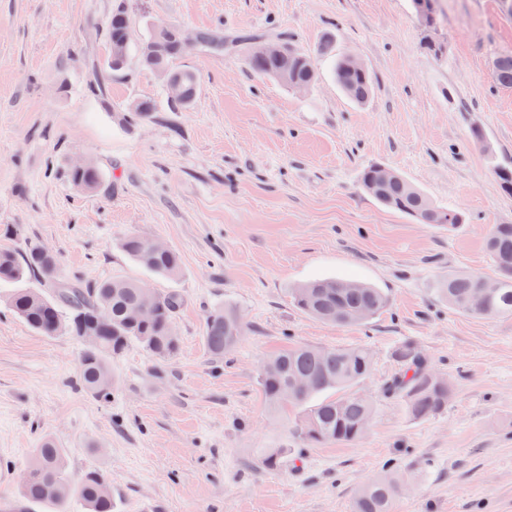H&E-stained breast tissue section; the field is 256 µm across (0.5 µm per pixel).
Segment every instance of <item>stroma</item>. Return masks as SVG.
Returning a JSON list of instances; mask_svg holds the SVG:
<instances>
[{
  "label": "stroma",
  "instance_id": "obj_1",
  "mask_svg": "<svg viewBox=\"0 0 512 512\" xmlns=\"http://www.w3.org/2000/svg\"><path fill=\"white\" fill-rule=\"evenodd\" d=\"M114 3L0 0V229L23 228L0 247L41 244L60 278L86 288L125 278L179 293L181 347L163 369L130 347L103 401L77 382L79 339L35 334L0 301V512H53L20 490L45 436L71 480L91 467L106 475L114 512H352L356 489L391 459L409 483L395 512H512V317L458 312L437 293L452 271L496 277L484 237L512 222V193L491 168L512 166V87L495 79L512 52L503 0H434L433 27L412 0H127L137 43L161 23L223 31V51L180 62L199 80L187 112L134 60L108 97L95 92ZM250 38L292 42L314 83L300 93L252 71ZM352 53L373 79L361 105L332 74L333 56ZM143 97L151 118L121 121ZM78 158L101 170L96 189L69 182ZM371 164L464 211L466 224L448 232L380 206L359 182ZM132 233L177 251L180 275L133 262L121 248ZM327 277L376 285L388 305L353 327L294 306L290 288ZM227 304L244 330L216 360L204 321ZM405 342L455 387L428 420L379 396ZM299 343L368 347L373 372L359 390L374 416L360 442L265 470L254 449L296 447L297 412H270L260 369Z\"/></svg>",
  "mask_w": 512,
  "mask_h": 512
}]
</instances>
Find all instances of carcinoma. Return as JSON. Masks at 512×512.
I'll use <instances>...</instances> for the list:
<instances>
[{"instance_id": "1", "label": "carcinoma", "mask_w": 512, "mask_h": 512, "mask_svg": "<svg viewBox=\"0 0 512 512\" xmlns=\"http://www.w3.org/2000/svg\"><path fill=\"white\" fill-rule=\"evenodd\" d=\"M109 46L108 71L99 78L104 91L112 73L123 70L129 60L132 30L129 13L123 6L112 11L106 28ZM247 63L254 71L273 77L288 87L297 83L312 84L316 72L310 69L311 60L293 46L285 56L260 53L249 42ZM182 54L173 39H155V33L137 46V60L161 75L177 74L185 96L172 107L189 110L198 96L197 75L178 66ZM336 83L354 102H364L371 93V78L366 68H353L348 56L336 59ZM496 78L503 85H512V53L498 57ZM492 170L503 190L512 192V168L494 163ZM379 166L367 167L361 174L365 191L379 204L404 214L420 224L450 230L466 223L459 209L436 205L423 191L402 175L383 183L377 179ZM71 183L82 190L92 191L100 183L98 167L85 161L68 171ZM154 239L131 234L122 242L125 253L150 272L174 278L180 270L179 255L171 248L156 252ZM486 251L498 277L497 287L489 290L483 310L471 304L472 294L481 287L484 278L467 272L448 274L439 293L448 306L483 317L512 316V224H494L485 240ZM54 254L42 252V246L29 243L17 253L0 249V288L12 313L30 330L42 336L66 332L78 338L96 322L97 343L86 344L79 363V382L89 394L107 400L112 396V358L123 354L131 345H138L160 364L171 361L180 348L174 316L181 297L175 292L159 294L146 290L145 284L128 279H109L93 288L78 284L57 286L55 294L47 296L36 288H22L30 279L51 280L57 269ZM294 303L304 313L317 319L340 325H358L371 319L387 305L385 293L373 286L343 279H322L292 289ZM137 307L153 310V318L143 324L128 320V312ZM242 319L233 307L212 311L205 321V334L210 353L218 358L230 351L242 336ZM400 373L383 387V395L401 403L415 420L432 418L448 408L454 394L453 384L436 374L423 352L412 343L393 350ZM372 355L363 346L322 349L308 345L296 346L270 357L262 367L260 384L271 412L294 406L301 415L292 425L294 438L302 445L317 446L328 442L352 443L367 433L374 414L373 400L352 391L363 382L372 369ZM303 377L307 385L293 386V380ZM336 391L338 396L320 400L318 396ZM293 448H256L258 465L266 470H278L288 464ZM22 481L24 497L32 502L54 504L64 512L71 498L82 501L87 512H112V493L103 491L108 481L101 471L84 472L77 483L68 478L64 451L45 438L36 449ZM65 485L57 495L50 494L56 485ZM406 483L396 468L387 466L377 476L361 485L353 496L352 512H393L395 501L403 495Z\"/></svg>"}]
</instances>
